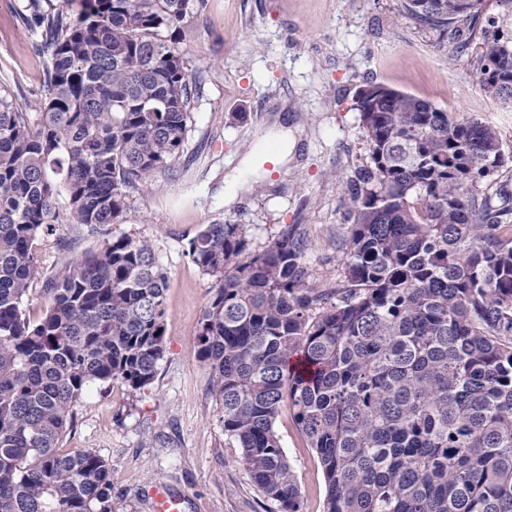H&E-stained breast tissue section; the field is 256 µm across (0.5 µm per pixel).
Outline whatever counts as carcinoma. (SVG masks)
<instances>
[{
  "mask_svg": "<svg viewBox=\"0 0 512 512\" xmlns=\"http://www.w3.org/2000/svg\"><path fill=\"white\" fill-rule=\"evenodd\" d=\"M401 0L435 48L480 33L481 88L512 105V0ZM207 0H28L46 59L35 112L0 92V512H112L104 459L60 454L95 383L141 390L163 358L168 276L153 245L109 229L169 175L191 118L180 29ZM368 162L342 180V271L311 281L299 224L263 250L206 224L187 255L216 278L198 359L224 435L276 512L302 495L275 422L314 448L324 512H512V164L495 126L409 93L356 95ZM67 205L57 208V196ZM100 238L24 301L36 240Z\"/></svg>",
  "mask_w": 512,
  "mask_h": 512,
  "instance_id": "obj_1",
  "label": "carcinoma"
}]
</instances>
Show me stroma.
<instances>
[{"label": "stroma", "instance_id": "35a3bbf8", "mask_svg": "<svg viewBox=\"0 0 512 512\" xmlns=\"http://www.w3.org/2000/svg\"><path fill=\"white\" fill-rule=\"evenodd\" d=\"M27 0H0V89L15 107L33 111L45 59L23 23ZM190 81L187 138L175 174L134 193L115 234L153 243L168 275L165 352L153 382L141 390L94 384L75 408L58 451L103 457L112 480V512H153L148 484L186 495L184 512H272L250 481L239 450L224 434L222 412L196 356L200 321L215 280L185 254L206 224L244 225L251 249H263L288 224L303 225L312 246L307 262L316 283L335 277L344 255L336 240L348 228L342 179L367 161L355 98L365 82L413 94L447 112L474 113L512 144V108L480 87L474 44L443 53L432 35L401 13L400 0H208L180 36ZM287 127L294 148L286 165L235 185L240 162L273 159L261 145L267 129ZM37 248L40 265L25 305L38 314L45 279L71 253L96 238L70 225ZM302 493L303 512H324L325 482L317 455L289 413L275 423Z\"/></svg>", "mask_w": 512, "mask_h": 512}]
</instances>
